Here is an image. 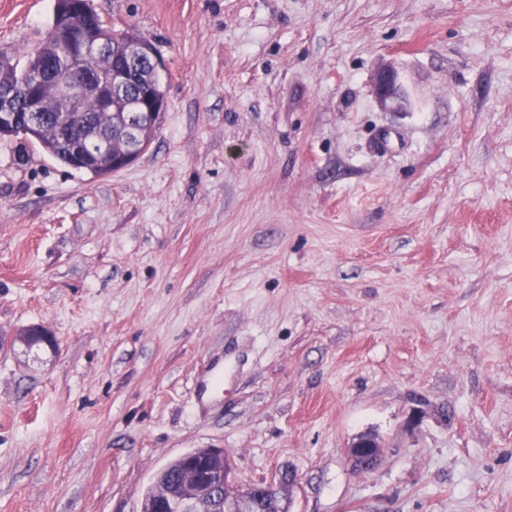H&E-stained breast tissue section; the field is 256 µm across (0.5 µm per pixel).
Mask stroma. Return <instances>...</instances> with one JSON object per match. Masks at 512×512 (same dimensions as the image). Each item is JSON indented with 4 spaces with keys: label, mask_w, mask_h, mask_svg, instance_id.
Returning a JSON list of instances; mask_svg holds the SVG:
<instances>
[{
    "label": "stroma",
    "mask_w": 512,
    "mask_h": 512,
    "mask_svg": "<svg viewBox=\"0 0 512 512\" xmlns=\"http://www.w3.org/2000/svg\"><path fill=\"white\" fill-rule=\"evenodd\" d=\"M91 4L166 102L103 177L0 141V512H140L195 448L288 512H512V0ZM54 6L0 0V51ZM103 33L112 46V55L115 57L114 64H116V58L121 57L123 48H125L126 45L146 40L140 33L132 28L114 30L112 26H108L104 28ZM373 86L380 103L390 112H412L413 95L396 68L390 65L378 67L374 73ZM159 123L155 124L154 122L149 121L148 125L144 128L143 138L142 139L137 138L138 147L140 148L139 149L140 154L148 147V145L151 143V141L155 137L157 130L159 128ZM125 141H126V144L124 147L120 143H117V142L112 143V149L114 152H120V151L124 152V156L122 157L123 161L121 163H119L118 165L114 166V168H116L118 170L131 164V162H133L137 157L138 147H135L134 143H132L129 138L125 139ZM348 459L355 469L369 471L379 462L381 446L372 435H359L348 448Z\"/></svg>",
    "instance_id": "1"
}]
</instances>
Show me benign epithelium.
<instances>
[{"instance_id":"7a95c632","label":"benign epithelium","mask_w":512,"mask_h":512,"mask_svg":"<svg viewBox=\"0 0 512 512\" xmlns=\"http://www.w3.org/2000/svg\"><path fill=\"white\" fill-rule=\"evenodd\" d=\"M70 37L78 43L80 66L73 74L63 76L51 72V77H36L33 83L18 86L9 91H0V99L11 100L16 94H25L24 111L13 112L0 107V128L11 127L22 136H27L38 128L42 112L41 96L49 85L58 84L57 105L71 114L72 119L81 118V95L94 73L98 71L97 62L107 54L99 30L104 27L103 19L98 15H87L71 10ZM127 79V68L121 64L112 72V83L100 86V94L105 110L122 120L130 134H137L146 118H154L160 113L158 104L150 98L139 101L132 110L119 112L116 105L110 103L112 91L122 87ZM374 91L380 103L391 112H410L414 98L401 73L390 65L377 68L373 78ZM115 152H124L123 161L116 165L122 169L137 157L138 148L131 140L126 144L112 143ZM381 446L367 433L359 435L348 448V459L358 470L369 471L379 462ZM182 473L179 481L172 487L160 485L152 502L155 507H144L141 512H253L254 499L268 496L267 512H283L279 505L280 490L292 486L296 479L293 473L283 474L276 482L238 486L230 478V463L222 448H200L188 451L178 457Z\"/></svg>"}]
</instances>
